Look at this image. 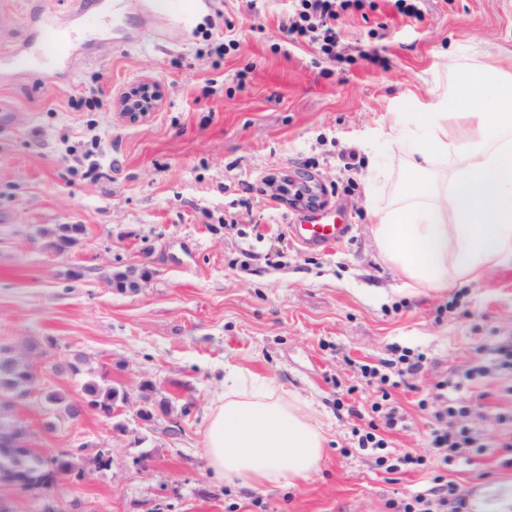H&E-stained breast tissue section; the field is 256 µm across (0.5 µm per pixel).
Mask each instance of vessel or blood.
<instances>
[{
  "label": "vessel or blood",
  "instance_id": "vessel-or-blood-1",
  "mask_svg": "<svg viewBox=\"0 0 512 512\" xmlns=\"http://www.w3.org/2000/svg\"><path fill=\"white\" fill-rule=\"evenodd\" d=\"M104 15L97 0H72L71 17L77 20L76 28L61 26L54 14L37 11L36 18L42 23L41 31L46 38L41 60L53 66L67 60V48L75 42L85 41L98 26ZM295 240L303 245H332L342 240L345 228L340 224H297L292 229Z\"/></svg>",
  "mask_w": 512,
  "mask_h": 512
}]
</instances>
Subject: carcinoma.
Listing matches in <instances>:
<instances>
[{
	"instance_id": "cac0c4a2",
	"label": "carcinoma",
	"mask_w": 512,
	"mask_h": 512,
	"mask_svg": "<svg viewBox=\"0 0 512 512\" xmlns=\"http://www.w3.org/2000/svg\"><path fill=\"white\" fill-rule=\"evenodd\" d=\"M82 230L79 224H65L58 228L48 241L52 248L65 241L72 247L78 243V234ZM32 364L22 355L0 347V412L26 395L31 388ZM85 403L99 413L112 415L117 402L125 394L109 385L91 381L84 385ZM46 407L59 412L70 419L77 417L76 404L67 397L54 391L44 397ZM25 426L16 421L5 422L0 419V482L5 480L23 481L30 486H48L58 480V476L75 471L74 455L41 457L27 448L17 446L18 437Z\"/></svg>"
}]
</instances>
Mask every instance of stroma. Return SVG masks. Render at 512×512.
Returning <instances> with one entry per match:
<instances>
[{
  "mask_svg": "<svg viewBox=\"0 0 512 512\" xmlns=\"http://www.w3.org/2000/svg\"><path fill=\"white\" fill-rule=\"evenodd\" d=\"M289 0H209L187 36H163L143 11L112 18L92 55L0 72V345L34 366L36 393L16 419L43 455L67 451L83 479L0 485L10 512H389L391 498L453 480L470 512H512V468L490 448L464 465L388 473L352 450L361 367L399 343L428 353L426 371L394 391L409 415L395 448L428 451L417 406L435 382L512 338V263L444 292L410 296L370 232L398 195L408 112L431 111L456 74L512 75V0H365L336 23V59L292 44ZM157 85L155 112L130 122L119 104ZM305 172L325 188L316 210L264 190L272 173ZM83 225L63 253L41 230ZM295 224H345L331 246L294 241ZM143 274L117 288L115 273ZM232 371L267 377L313 401L329 443L295 486L245 487L215 476L204 448ZM107 374L127 395L112 416L55 419L42 391L82 402ZM495 372L477 379L471 422L490 430ZM181 432H172L173 422ZM110 450L104 469L93 460Z\"/></svg>",
  "mask_w": 512,
  "mask_h": 512,
  "instance_id": "35a3bbf8",
  "label": "stroma"
}]
</instances>
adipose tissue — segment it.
I'll return each instance as SVG.
<instances>
[{
	"label": "adipose tissue",
	"instance_id": "obj_1",
	"mask_svg": "<svg viewBox=\"0 0 512 512\" xmlns=\"http://www.w3.org/2000/svg\"><path fill=\"white\" fill-rule=\"evenodd\" d=\"M410 148L398 205L375 212L371 235L409 288L445 290L512 263V76L462 70ZM454 158L450 172L438 163ZM328 435L309 402L263 377L231 373L205 433L212 471L251 487L297 484L317 472Z\"/></svg>",
	"mask_w": 512,
	"mask_h": 512
}]
</instances>
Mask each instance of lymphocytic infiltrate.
Listing matches in <instances>:
<instances>
[{
  "label": "lymphocytic infiltrate",
  "instance_id": "1",
  "mask_svg": "<svg viewBox=\"0 0 512 512\" xmlns=\"http://www.w3.org/2000/svg\"><path fill=\"white\" fill-rule=\"evenodd\" d=\"M363 0H291L297 21L291 28V40L317 46L326 56H333L338 34L335 22L350 9L360 8ZM390 359L378 365H363L362 376L374 395L367 414L350 409L349 414L357 418L352 428L355 447L374 456L377 466L386 471H424L438 463L457 458L471 461L484 452L485 443L481 433L465 425L469 407L462 399L467 383L474 370H467L454 380L437 381L431 392L417 401L418 408L426 412L432 422L428 444L429 456L406 451L390 452L389 432L403 428L407 415L392 401V391L399 379L417 376L423 371L427 357L408 347L398 345L390 349ZM460 418L456 428H447L448 418ZM389 512H468L465 498L456 493L454 482L435 480L433 486L413 492L388 502Z\"/></svg>",
  "mask_w": 512,
  "mask_h": 512
}]
</instances>
